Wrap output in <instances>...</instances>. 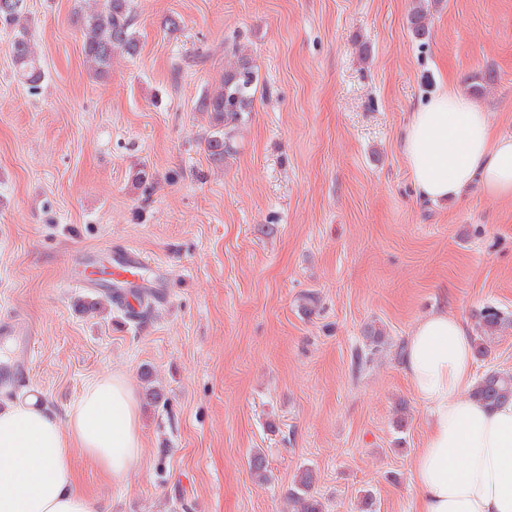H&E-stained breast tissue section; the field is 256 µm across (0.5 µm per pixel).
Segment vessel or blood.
I'll use <instances>...</instances> for the list:
<instances>
[{"label": "vessel or blood", "instance_id": "b4317fda", "mask_svg": "<svg viewBox=\"0 0 512 512\" xmlns=\"http://www.w3.org/2000/svg\"><path fill=\"white\" fill-rule=\"evenodd\" d=\"M145 261L129 252L111 255L107 264H99L92 252H80L72 261L70 278L88 292H99L101 286L113 289H146L150 283L144 276ZM35 336L23 329L16 316L0 317V347L6 358L0 359V388H14L28 378L32 369Z\"/></svg>", "mask_w": 512, "mask_h": 512}]
</instances>
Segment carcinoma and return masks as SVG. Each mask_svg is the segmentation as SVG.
Returning a JSON list of instances; mask_svg holds the SVG:
<instances>
[{"mask_svg":"<svg viewBox=\"0 0 512 512\" xmlns=\"http://www.w3.org/2000/svg\"><path fill=\"white\" fill-rule=\"evenodd\" d=\"M431 0H412L408 22L413 34L424 36L428 32ZM27 14L24 0H0V23L13 27L9 52L17 73L27 88L35 92L43 82L45 73L28 28L23 22ZM134 26L131 0H95L93 7L80 15V33L83 52L88 67L95 77L104 78L112 67L116 53L129 57L139 51ZM224 55L234 61L224 68L222 84L206 92L199 102V110L210 116L212 131L206 138V148L211 162L224 164V157L234 152L231 128L237 126L243 115L252 111L259 74L251 57L233 43L224 47ZM477 336L476 353L486 351L487 339L512 326L503 312L494 306H484L475 314ZM472 397L487 406L512 399V373L489 371L476 383ZM314 471L303 468L288 490V501L298 512H323V504L314 496Z\"/></svg>","mask_w":512,"mask_h":512,"instance_id":"cac0c4a2","label":"carcinoma"}]
</instances>
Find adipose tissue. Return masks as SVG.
Masks as SVG:
<instances>
[{"instance_id": "obj_1", "label": "adipose tissue", "mask_w": 512, "mask_h": 512, "mask_svg": "<svg viewBox=\"0 0 512 512\" xmlns=\"http://www.w3.org/2000/svg\"><path fill=\"white\" fill-rule=\"evenodd\" d=\"M402 150L421 199L455 201L472 185L512 202V135L495 132L480 105L453 85L413 112ZM402 368L427 406L412 463L415 512H512V401L493 408L470 398L476 383L471 332L447 312L411 330ZM139 408L128 378L101 375L67 419L37 393L0 405V512H93L77 485L73 449L115 479L141 456Z\"/></svg>"}]
</instances>
